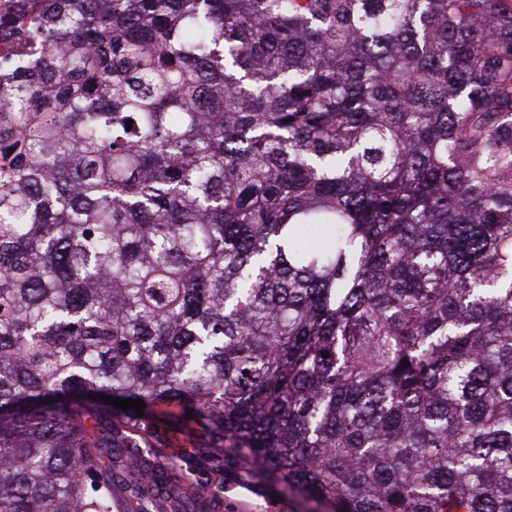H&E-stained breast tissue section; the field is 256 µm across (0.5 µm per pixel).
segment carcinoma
<instances>
[{
  "label": "carcinoma",
  "instance_id": "carcinoma-1",
  "mask_svg": "<svg viewBox=\"0 0 512 512\" xmlns=\"http://www.w3.org/2000/svg\"><path fill=\"white\" fill-rule=\"evenodd\" d=\"M22 9L0 512H512V0ZM278 503L270 496L262 498L245 490L224 494V509L218 512H309L317 508L314 501L301 497L289 498L279 494Z\"/></svg>",
  "mask_w": 512,
  "mask_h": 512
}]
</instances>
